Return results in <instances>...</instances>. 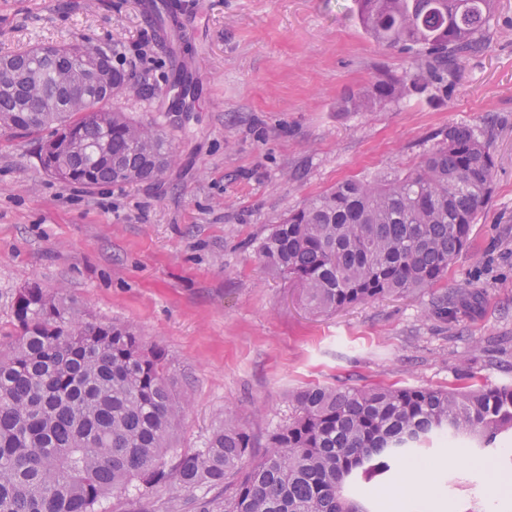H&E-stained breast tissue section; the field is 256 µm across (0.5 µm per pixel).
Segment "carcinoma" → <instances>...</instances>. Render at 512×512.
<instances>
[{"label":"carcinoma","instance_id":"cac0c4a2","mask_svg":"<svg viewBox=\"0 0 512 512\" xmlns=\"http://www.w3.org/2000/svg\"><path fill=\"white\" fill-rule=\"evenodd\" d=\"M376 42L414 54L413 70L352 94L376 105L445 83L485 46L494 0H355ZM117 48L88 39L0 56V114L25 136L53 128L43 170L88 188L159 179L173 148L152 126L111 107L134 76L112 65V97L72 96L55 79L82 75ZM493 159L486 132L451 125L420 164L372 181L345 180L313 196L259 244L264 268L296 283L306 307L332 314L430 288L467 247L486 203ZM16 336L0 352V512H96L110 494L166 482V456L188 404L172 392L164 354L127 324L81 316L63 293L22 289ZM288 421L250 461L252 438L226 419L203 448L180 457L186 490L234 482L224 512H363L345 481L408 458L432 434L487 445L512 429V384L448 389L310 386L288 395Z\"/></svg>","mask_w":512,"mask_h":512}]
</instances>
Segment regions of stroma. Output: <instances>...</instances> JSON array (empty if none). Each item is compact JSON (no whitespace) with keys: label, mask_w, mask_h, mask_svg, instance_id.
I'll return each instance as SVG.
<instances>
[{"label":"stroma","mask_w":512,"mask_h":512,"mask_svg":"<svg viewBox=\"0 0 512 512\" xmlns=\"http://www.w3.org/2000/svg\"><path fill=\"white\" fill-rule=\"evenodd\" d=\"M148 0H0V53L77 39L116 46L137 81L122 98L161 129L176 158L159 182L88 189L43 171L36 137L0 131V343L14 331L21 289L64 290L81 313L124 322L165 354L189 408L174 443L201 448L226 417L251 434L260 460L287 421L290 392L314 385L445 389L512 384V0H495L483 51L446 87L369 112L345 109L412 53L377 44L354 0H189L179 57L161 47ZM192 71L187 109L172 111L168 77ZM487 131L490 197L442 284L335 314L310 312L296 285L269 273L257 247L272 224L345 179L417 167L449 126ZM466 291L467 312L437 314ZM432 512H512L490 500L512 476V432L493 447L435 438ZM400 465L346 483L364 512H385ZM220 487L177 481L107 497L101 512H224Z\"/></svg>","instance_id":"35a3bbf8"}]
</instances>
